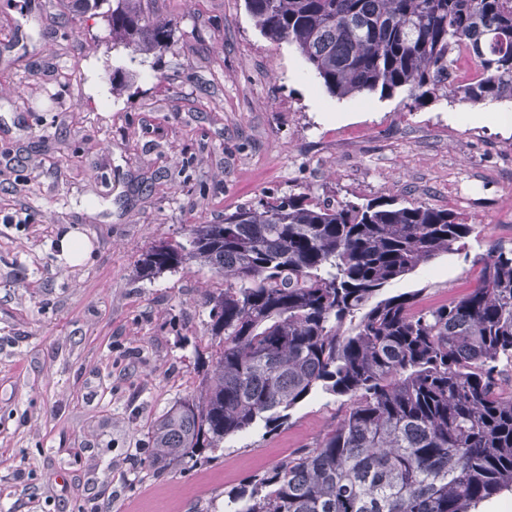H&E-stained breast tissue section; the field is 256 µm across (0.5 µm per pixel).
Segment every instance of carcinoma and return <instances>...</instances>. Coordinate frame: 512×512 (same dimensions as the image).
<instances>
[{"label":"carcinoma","mask_w":512,"mask_h":512,"mask_svg":"<svg viewBox=\"0 0 512 512\" xmlns=\"http://www.w3.org/2000/svg\"><path fill=\"white\" fill-rule=\"evenodd\" d=\"M130 61L167 46L142 0H71ZM267 38L295 46L339 99L512 102V0H246ZM465 51L481 74L459 81ZM133 77L112 68V92ZM474 225L422 202L260 199L195 224L142 260L145 275L208 268L217 339L200 395L152 432V464L182 467L258 422L277 429L320 389L346 398L319 443L225 494L224 512H473L512 491V248L494 245L468 295L414 309L377 299Z\"/></svg>","instance_id":"1"}]
</instances>
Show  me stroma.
<instances>
[{"label": "stroma", "instance_id": "stroma-1", "mask_svg": "<svg viewBox=\"0 0 512 512\" xmlns=\"http://www.w3.org/2000/svg\"><path fill=\"white\" fill-rule=\"evenodd\" d=\"M169 47L144 61L69 0H0V512H224V493L318 443L345 411L315 391L186 470L152 467L151 430L199 388L208 292L192 267L142 276L192 225L301 192L462 214L465 248L390 283L425 309L512 247V126L405 93L339 99L245 0H149ZM134 84L116 94L113 65ZM92 244L58 257L61 225Z\"/></svg>", "mask_w": 512, "mask_h": 512}]
</instances>
